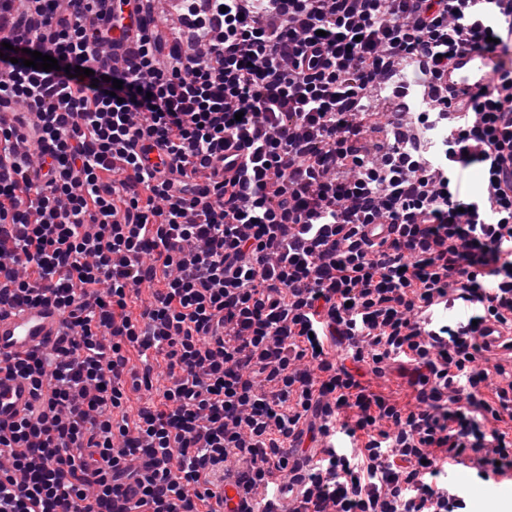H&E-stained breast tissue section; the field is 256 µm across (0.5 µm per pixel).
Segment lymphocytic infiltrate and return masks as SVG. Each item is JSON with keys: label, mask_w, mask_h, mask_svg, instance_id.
Masks as SVG:
<instances>
[{"label": "lymphocytic infiltrate", "mask_w": 512, "mask_h": 512, "mask_svg": "<svg viewBox=\"0 0 512 512\" xmlns=\"http://www.w3.org/2000/svg\"><path fill=\"white\" fill-rule=\"evenodd\" d=\"M148 2L0 0V110L27 108L0 125V305L65 315L53 353L0 362L37 399L0 427V512H224L230 474L284 512H466L442 459L512 473V367L477 341L512 333V69L378 158L361 138L399 62L512 48V0H180L167 40ZM460 300L473 323H425ZM344 344L407 359L409 398ZM403 361L387 362L380 376L372 373L368 365H363L359 371L362 376L358 377L356 375V378L364 385H371L374 390L381 391L385 395L403 397L405 393L411 390L409 380L413 368L410 363Z\"/></svg>", "instance_id": "obj_1"}]
</instances>
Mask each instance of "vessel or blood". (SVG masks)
Masks as SVG:
<instances>
[{"instance_id":"b4317fda","label":"vessel or blood","mask_w":512,"mask_h":512,"mask_svg":"<svg viewBox=\"0 0 512 512\" xmlns=\"http://www.w3.org/2000/svg\"><path fill=\"white\" fill-rule=\"evenodd\" d=\"M500 63L499 57L478 52L465 51L456 56L440 80L448 92L450 110L468 104L474 93L487 86L491 71ZM63 320L62 310L51 302L18 309L0 308V355L39 352L55 346ZM480 342L493 356H512V335L500 333L494 324H486ZM32 396L28 379L0 373V424L18 419Z\"/></svg>"}]
</instances>
